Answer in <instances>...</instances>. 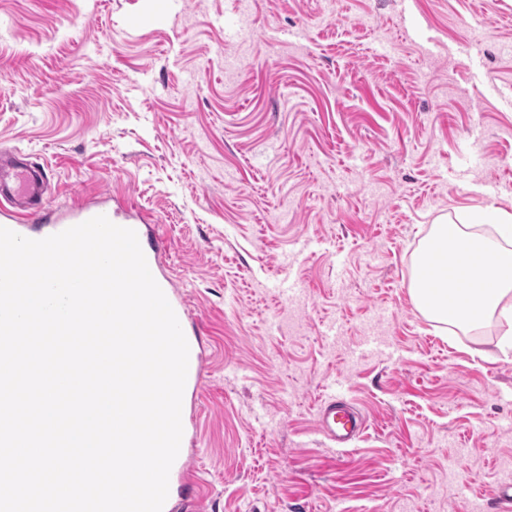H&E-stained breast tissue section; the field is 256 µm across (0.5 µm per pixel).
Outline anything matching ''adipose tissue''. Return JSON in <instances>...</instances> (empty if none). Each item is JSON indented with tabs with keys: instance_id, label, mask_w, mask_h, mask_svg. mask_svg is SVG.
Instances as JSON below:
<instances>
[{
	"instance_id": "ef3b65f1",
	"label": "adipose tissue",
	"mask_w": 512,
	"mask_h": 512,
	"mask_svg": "<svg viewBox=\"0 0 512 512\" xmlns=\"http://www.w3.org/2000/svg\"><path fill=\"white\" fill-rule=\"evenodd\" d=\"M476 224L497 225L499 241L473 232ZM424 248L438 251L445 284L429 290L411 282L415 305L430 319L461 329L498 316L507 325L502 350L512 351V214L481 209L465 223L434 225Z\"/></svg>"
}]
</instances>
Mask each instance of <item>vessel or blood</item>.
I'll return each instance as SVG.
<instances>
[{"instance_id": "vessel-or-blood-1", "label": "vessel or blood", "mask_w": 512, "mask_h": 512, "mask_svg": "<svg viewBox=\"0 0 512 512\" xmlns=\"http://www.w3.org/2000/svg\"><path fill=\"white\" fill-rule=\"evenodd\" d=\"M48 173L46 167L16 160L14 153L0 151V227L24 237L43 239L81 224L95 216H106L115 225L132 229L145 237L147 219L131 213L124 202L112 198H83L64 213L50 211L45 202ZM316 427L327 440L346 445L363 433L365 424L358 415L336 398L319 406Z\"/></svg>"}]
</instances>
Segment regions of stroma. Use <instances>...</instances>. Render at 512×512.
Masks as SVG:
<instances>
[{"instance_id":"obj_1","label":"stroma","mask_w":512,"mask_h":512,"mask_svg":"<svg viewBox=\"0 0 512 512\" xmlns=\"http://www.w3.org/2000/svg\"><path fill=\"white\" fill-rule=\"evenodd\" d=\"M0 147L50 209L121 196L162 236L208 512H476L512 479L501 322L409 293L433 224L512 213V0H0ZM316 427L327 440L337 445H347L365 430L364 421L346 406L336 400V395L326 398L319 406Z\"/></svg>"}]
</instances>
